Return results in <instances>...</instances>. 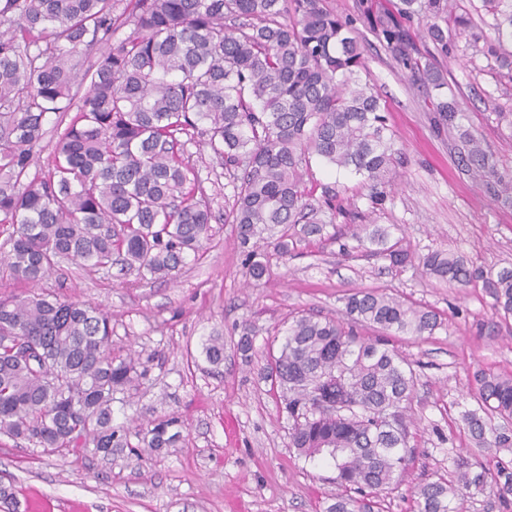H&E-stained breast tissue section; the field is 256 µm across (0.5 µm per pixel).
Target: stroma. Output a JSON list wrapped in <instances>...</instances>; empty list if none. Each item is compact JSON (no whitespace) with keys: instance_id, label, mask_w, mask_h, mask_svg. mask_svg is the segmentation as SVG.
<instances>
[{"instance_id":"35a3bbf8","label":"stroma","mask_w":512,"mask_h":512,"mask_svg":"<svg viewBox=\"0 0 512 512\" xmlns=\"http://www.w3.org/2000/svg\"><path fill=\"white\" fill-rule=\"evenodd\" d=\"M361 0H330L353 18L366 46L361 77L380 98L402 153L394 184L382 205L345 170L312 158L304 178L310 203L328 186L349 217L322 212L321 234L293 233L287 255L270 239L253 249L269 260L271 276L252 284L234 225L224 207L233 185L202 138L185 155L207 197L210 238L165 280L117 279L113 272L60 264L41 292L85 302L112 317V347L146 370L132 393H116L113 421L178 416L183 439L162 452L145 448L140 460L94 449L61 455L0 435V484L13 488L19 512H325L337 492L331 465L289 448L292 421L280 391L263 373L292 318L340 319L347 295L379 289L438 313L430 336L390 332L389 344L414 364V424L407 471L380 495V512H416L413 487L421 479L449 478L456 461H480L488 480L512 467L511 448H477L463 415L476 409L475 370L512 376V318L503 319L482 282L447 284L430 276L418 258L431 250L464 255L487 270L512 267V198L488 194L456 162V143L438 130L426 94L360 21ZM487 60L458 39L440 59L463 110V128L482 139L504 184L512 188V82L486 71ZM388 228L414 256L398 267L372 245H360L363 227ZM253 348L236 347L243 325ZM224 338V362H206L203 341Z\"/></svg>"}]
</instances>
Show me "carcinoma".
Segmentation results:
<instances>
[{
    "mask_svg": "<svg viewBox=\"0 0 512 512\" xmlns=\"http://www.w3.org/2000/svg\"><path fill=\"white\" fill-rule=\"evenodd\" d=\"M483 3L494 38L480 52L496 79L512 81V0ZM397 11L425 20L444 57L472 29L456 0H399ZM364 21L400 67L435 91L436 125L460 127L459 101L435 56L422 54L390 12ZM351 28L328 0H0V224L12 227L0 275L34 286L70 259L171 277L210 229L208 202L188 187L185 146L197 136L232 178L224 223L236 225L246 275L257 283L270 273L248 250L252 239L276 235L286 253L291 228L323 231L304 188L311 155L360 177L372 203H382L402 157L378 98L361 83L365 58ZM97 45L107 50L92 62ZM51 112L74 116L57 132L52 167L33 174ZM458 165L498 192L478 137L463 134ZM389 239L380 226L366 237L393 265L412 261ZM422 265L440 281H482L495 310L512 316L511 268L488 274L441 250ZM345 314V323L293 319L266 375L293 420L289 447L333 463L340 492L325 512H375L373 495L411 460L407 411L417 374L353 325L423 336L441 321L377 290L349 295ZM202 354L221 365L224 337H208ZM142 376L112 353V320L100 310L31 291L0 297V434L74 455L91 446L106 457L125 449L137 456L130 429L113 424L112 402ZM473 377L478 408L465 414L473 438L511 447L512 436L487 428L485 417L512 419V377L482 369ZM181 427L162 416L142 441L156 452L175 448ZM485 474L463 462L449 480L417 483V512H458L462 490L486 487ZM492 492L508 501L512 469L498 470Z\"/></svg>",
    "mask_w": 512,
    "mask_h": 512,
    "instance_id": "1",
    "label": "carcinoma"
}]
</instances>
